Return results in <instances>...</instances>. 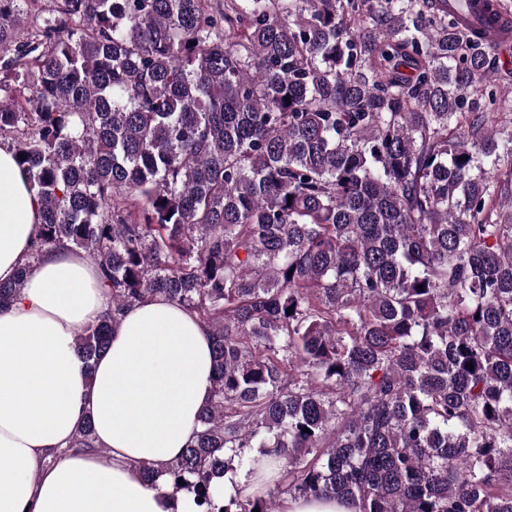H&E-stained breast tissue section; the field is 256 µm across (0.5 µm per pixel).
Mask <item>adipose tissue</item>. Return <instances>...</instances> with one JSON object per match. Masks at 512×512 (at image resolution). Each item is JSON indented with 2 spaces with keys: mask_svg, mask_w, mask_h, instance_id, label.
<instances>
[{
  "mask_svg": "<svg viewBox=\"0 0 512 512\" xmlns=\"http://www.w3.org/2000/svg\"><path fill=\"white\" fill-rule=\"evenodd\" d=\"M40 221L27 173L1 148L0 282L16 277ZM111 305L97 266L51 250L0 307V512H196L193 493L138 465L173 461L192 441L211 393L209 331L186 308L149 298L123 312L86 367L74 338ZM86 418L109 462L69 452ZM249 459L219 480L224 498L253 499L278 480L274 457Z\"/></svg>",
  "mask_w": 512,
  "mask_h": 512,
  "instance_id": "adipose-tissue-1",
  "label": "adipose tissue"
}]
</instances>
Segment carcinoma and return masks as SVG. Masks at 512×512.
<instances>
[{"label":"carcinoma","mask_w":512,"mask_h":512,"mask_svg":"<svg viewBox=\"0 0 512 512\" xmlns=\"http://www.w3.org/2000/svg\"><path fill=\"white\" fill-rule=\"evenodd\" d=\"M35 2L0 0V147L42 206L0 305L66 248L112 296L87 365L145 298L197 314L211 395L164 466L197 512H512V0H55L20 41ZM245 448L285 482L226 503ZM70 450L108 457L89 418ZM280 512H357L356 506L336 499H319L306 496L285 495Z\"/></svg>","instance_id":"carcinoma-1"}]
</instances>
